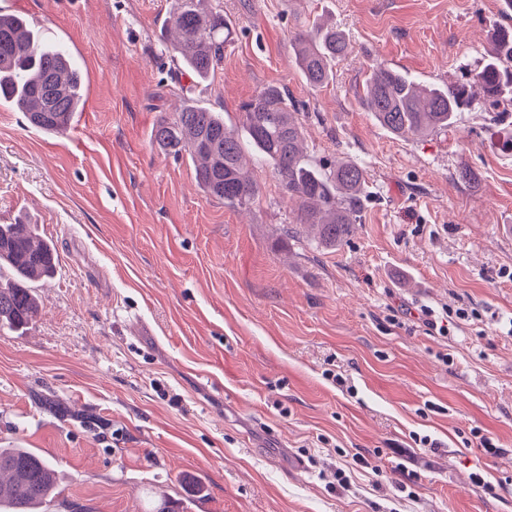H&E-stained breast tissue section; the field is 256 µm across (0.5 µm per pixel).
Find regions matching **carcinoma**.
Segmentation results:
<instances>
[{"label":"carcinoma","instance_id":"cac0c4a2","mask_svg":"<svg viewBox=\"0 0 512 512\" xmlns=\"http://www.w3.org/2000/svg\"><path fill=\"white\" fill-rule=\"evenodd\" d=\"M169 32L173 61L205 81L224 61L231 23L205 0H174ZM296 64L307 85L330 81L336 63L349 53L345 34L317 21L291 37ZM25 113L31 126L52 134L66 132L83 110L84 80L62 45L42 41L30 23L0 12V103ZM364 109L395 136L423 135L450 127L457 113L479 107L506 112L512 105V28L498 25L492 52L480 69L439 86L424 84L385 64L374 66L365 82ZM299 110L288 104L283 88L265 86L242 107L241 123L231 127L224 115L189 104L174 118L157 124L153 142L195 166L199 187L230 207H247L259 186L244 148L271 165L282 191L295 201V225L314 244L336 248L352 232L360 212L365 170L353 161L332 167L305 152ZM53 245L35 238L29 224H0V328L23 330L39 311L33 283L56 270ZM58 483L53 463L29 448H0V500L8 512H35L54 495Z\"/></svg>","mask_w":512,"mask_h":512}]
</instances>
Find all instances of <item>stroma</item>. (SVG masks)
Listing matches in <instances>:
<instances>
[{"mask_svg": "<svg viewBox=\"0 0 512 512\" xmlns=\"http://www.w3.org/2000/svg\"><path fill=\"white\" fill-rule=\"evenodd\" d=\"M172 2L0 0L85 82L61 135L0 106V224L33 225L58 255L35 321L0 329V448L57 465L43 512L163 495L180 512H512V111L399 138L357 95L379 63L455 81L503 0H211L233 40L200 84L162 40ZM321 13L351 51L313 90L289 38ZM269 84L299 106L308 154L367 172L341 247L294 237L270 165L231 208L151 140L193 102L237 123Z\"/></svg>", "mask_w": 512, "mask_h": 512, "instance_id": "obj_1", "label": "stroma"}]
</instances>
